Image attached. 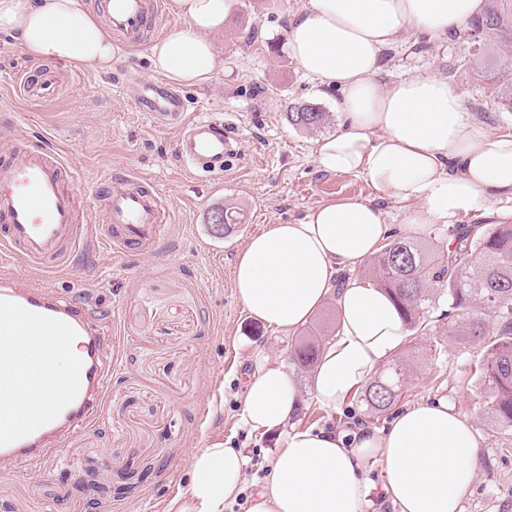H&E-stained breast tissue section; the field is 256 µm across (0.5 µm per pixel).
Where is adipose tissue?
Returning a JSON list of instances; mask_svg holds the SVG:
<instances>
[{"instance_id":"1","label":"adipose tissue","mask_w":512,"mask_h":512,"mask_svg":"<svg viewBox=\"0 0 512 512\" xmlns=\"http://www.w3.org/2000/svg\"><path fill=\"white\" fill-rule=\"evenodd\" d=\"M235 4L169 0L175 23L149 48L153 70L181 85L209 83L224 69L212 37ZM484 7V0H306L290 22V55L320 88L337 93L340 124L316 144L318 169L362 175L409 203L407 230L486 215L512 196L511 133L476 130L457 88L440 77L380 78L382 53L402 32L443 41ZM0 33L34 58L94 71L111 69L117 53L99 17L79 0H0ZM389 236L378 205L349 197L313 208L301 223L270 225L236 258V295L267 326L294 331L335 295L341 330L314 372L323 406L336 407L365 385L406 335L381 289L354 277L333 288L338 271L354 270ZM299 398L291 374L260 365L246 377L243 419L274 430ZM478 446L474 425L444 400L406 408L381 432L291 431L249 512H364V469L373 458L398 512H461ZM246 461L243 449L226 444L193 452L183 512H224L241 492Z\"/></svg>"}]
</instances>
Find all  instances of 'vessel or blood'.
Here are the masks:
<instances>
[{
    "instance_id": "obj_1",
    "label": "vessel or blood",
    "mask_w": 512,
    "mask_h": 512,
    "mask_svg": "<svg viewBox=\"0 0 512 512\" xmlns=\"http://www.w3.org/2000/svg\"><path fill=\"white\" fill-rule=\"evenodd\" d=\"M98 3L114 41L128 48L141 46L165 17L164 0ZM63 71L60 65L18 71L21 98L31 105L52 101ZM132 101L155 124L178 130L175 152L181 161L223 176L238 127L218 117L188 116L184 96L161 82L144 84ZM77 185L68 162L44 141L20 155L0 150V263L20 260L40 268L78 248L88 227ZM100 201L109 229L99 241L113 252L152 247L165 232L162 197L142 175L108 183ZM73 338L80 339L81 353L71 372L63 378L45 374L29 379L19 407L0 414V459L28 470L54 462L58 446L99 412L111 367L106 349L112 344L111 333L89 305L60 298L42 285L19 287L8 272L0 273V381H14L20 362L40 361ZM49 393L59 398L50 416L39 409Z\"/></svg>"
}]
</instances>
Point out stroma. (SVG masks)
Segmentation results:
<instances>
[{
  "label": "stroma",
  "mask_w": 512,
  "mask_h": 512,
  "mask_svg": "<svg viewBox=\"0 0 512 512\" xmlns=\"http://www.w3.org/2000/svg\"><path fill=\"white\" fill-rule=\"evenodd\" d=\"M304 2L237 0L213 37L223 72L183 87L191 114L244 121L216 178L189 172L174 153L176 130L154 126L108 74L84 70L79 88L62 87L52 104H25L13 84L25 54L0 34V139L21 151L42 137L62 150L92 224L104 221L96 197L101 182L130 172L150 178L171 208L167 233L150 250L116 256L101 245L81 248L54 273L22 261L11 266L19 286L40 283L92 302L112 331V370L100 413L65 440L46 470L0 461V507L7 512H180L192 452L227 441L244 449L248 465L240 496L224 512H248L282 440L242 419V383L263 360L298 383L302 402L284 425L288 431L378 430L406 407L447 400L473 422L480 444L462 512H512V437L481 420L485 389L471 374L480 350L448 336L444 302L431 310L436 331L406 336L396 350L406 366L402 394L392 410L375 415L356 393L336 408L322 406L313 373L289 358L299 331L254 321L234 292L235 258L249 238L272 224L299 223L320 203L373 200L387 212L394 237L404 234L405 202L378 193L362 175L318 171L315 143L335 124L306 132L286 119L295 105L333 109L288 52L289 22ZM477 37L474 44L453 35L435 43L403 32L383 54L382 78L436 74L458 89L477 128L512 132V110L501 105L497 82L500 67L512 62V33L485 29ZM478 47L488 66L471 64ZM222 208L237 211L239 222L217 236L210 216ZM91 482L101 487L94 499L86 490Z\"/></svg>",
  "instance_id": "obj_1"
}]
</instances>
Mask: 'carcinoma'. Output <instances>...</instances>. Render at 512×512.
I'll return each instance as SVG.
<instances>
[{"label":"carcinoma","instance_id":"obj_1","mask_svg":"<svg viewBox=\"0 0 512 512\" xmlns=\"http://www.w3.org/2000/svg\"><path fill=\"white\" fill-rule=\"evenodd\" d=\"M301 105L288 122L306 131L327 125L329 113L305 117ZM451 246L437 251L426 241L393 239L368 259L372 284L395 304L406 330L417 336L432 331L429 304L448 305V335L481 345L473 371L486 389L489 419L501 434H512V224H471L448 231ZM492 317L485 327L482 315ZM324 350L316 336H306L292 350L294 363L311 371ZM406 367L395 361L363 388L367 407L387 410L398 398Z\"/></svg>","mask_w":512,"mask_h":512}]
</instances>
